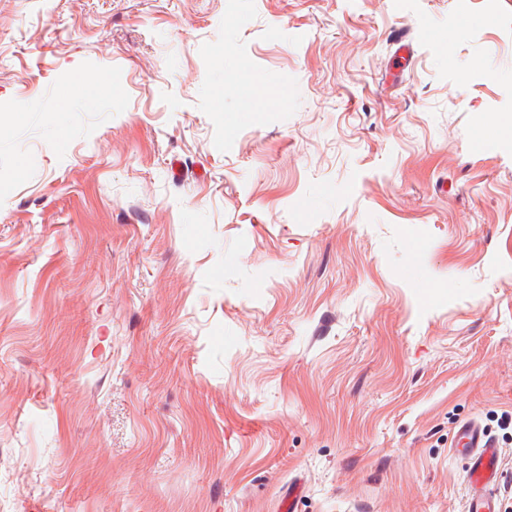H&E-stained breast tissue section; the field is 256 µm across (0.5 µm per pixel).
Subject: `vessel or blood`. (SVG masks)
Wrapping results in <instances>:
<instances>
[{"label":"vessel or blood","instance_id":"b4317fda","mask_svg":"<svg viewBox=\"0 0 512 512\" xmlns=\"http://www.w3.org/2000/svg\"><path fill=\"white\" fill-rule=\"evenodd\" d=\"M459 434V453L466 460L470 487L465 512H499L497 487L501 479V449L498 443L474 421L462 424Z\"/></svg>","mask_w":512,"mask_h":512}]
</instances>
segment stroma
<instances>
[{
  "label": "stroma",
  "mask_w": 512,
  "mask_h": 512,
  "mask_svg": "<svg viewBox=\"0 0 512 512\" xmlns=\"http://www.w3.org/2000/svg\"><path fill=\"white\" fill-rule=\"evenodd\" d=\"M481 116L512 0H0V512H512ZM461 448H454L466 460L470 487L466 512H499L497 487L500 483L501 448L477 422L459 429Z\"/></svg>",
  "instance_id": "stroma-1"
}]
</instances>
